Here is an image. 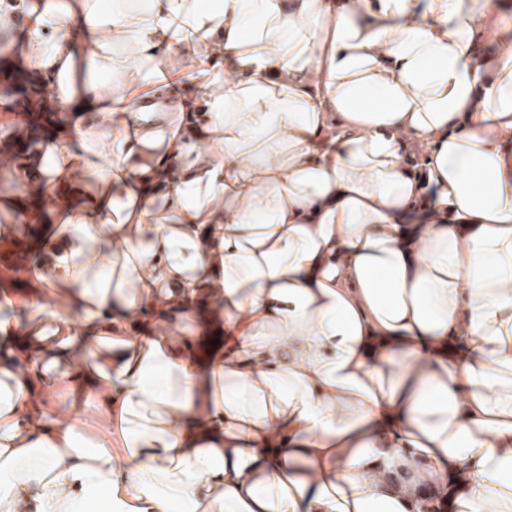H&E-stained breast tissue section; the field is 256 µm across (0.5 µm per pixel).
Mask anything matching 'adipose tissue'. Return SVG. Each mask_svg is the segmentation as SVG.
I'll list each match as a JSON object with an SVG mask.
<instances>
[{"label":"adipose tissue","mask_w":512,"mask_h":512,"mask_svg":"<svg viewBox=\"0 0 512 512\" xmlns=\"http://www.w3.org/2000/svg\"><path fill=\"white\" fill-rule=\"evenodd\" d=\"M17 18L0 49L92 134L15 170L56 223L29 288L0 282V512H419L424 484L512 512L495 0H0V29ZM162 51L209 107L189 161L178 113L127 107ZM412 142L436 199L405 233ZM202 296L224 327L204 363Z\"/></svg>","instance_id":"obj_1"}]
</instances>
